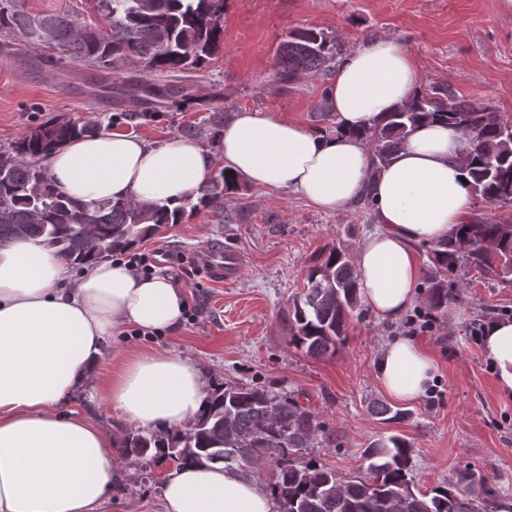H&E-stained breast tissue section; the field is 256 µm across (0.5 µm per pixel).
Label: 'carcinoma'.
I'll return each instance as SVG.
<instances>
[{"label":"carcinoma","instance_id":"cac0c4a2","mask_svg":"<svg viewBox=\"0 0 512 512\" xmlns=\"http://www.w3.org/2000/svg\"><path fill=\"white\" fill-rule=\"evenodd\" d=\"M94 9L108 23L83 26L66 12L33 15L21 0H0V32H19L33 45L44 43L73 61H90L119 75L136 62L147 73L171 77L208 62L219 49L224 0H95ZM340 49L324 32L298 30L289 35L276 58V80L285 85L301 75L329 76ZM117 99L136 97L145 108L135 115L151 119L159 108L177 110L192 101L190 86L147 83L128 76L111 86ZM475 132L468 142V170L473 195L491 204L512 203V117L491 105L458 97L450 88L417 93L386 118L358 133L371 146L373 171L400 149L425 120ZM112 127L98 117L77 120L57 115L33 127L0 152V240L23 235L40 240L70 265L82 267L135 246L168 224L182 223L188 212L210 209L224 216V192L239 179L222 170L181 205L161 206L101 201L89 207L56 193L42 162L54 149L77 137ZM433 271L425 288L435 310L448 307V274L474 267L512 279V224L488 222L460 226L455 236L432 248ZM360 309L355 268L334 246L307 274L302 295L293 303L291 345L311 356L336 350L347 337L349 320ZM374 414L384 422L405 413L378 402ZM331 442L332 431L318 414L293 396L261 384L218 383L200 417L167 440L142 430L123 441L127 457L150 452L181 464L188 460L238 468L246 461H274L268 482L279 512H505L495 480L463 471L454 484L430 493L413 489V445L399 435L372 441L363 451V475L345 480L311 454L315 440Z\"/></svg>","mask_w":512,"mask_h":512}]
</instances>
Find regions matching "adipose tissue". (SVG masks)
<instances>
[{
    "label": "adipose tissue",
    "mask_w": 512,
    "mask_h": 512,
    "mask_svg": "<svg viewBox=\"0 0 512 512\" xmlns=\"http://www.w3.org/2000/svg\"><path fill=\"white\" fill-rule=\"evenodd\" d=\"M418 86L410 52L382 37L336 65L327 89L336 135L243 111L225 122L214 152L181 137L150 143L112 131L72 140L45 164L58 193L90 205L109 199L174 208L218 165L330 213L369 195L379 229L355 255L359 291L378 319L393 322L416 300L415 245L446 239L472 202L462 136L441 124L417 127L388 166L370 171L358 131ZM185 307L182 288L168 277L109 260L76 276L34 239L0 243V512H97L124 487L112 459L121 426L163 436L196 419L208 378L190 357L165 350L134 353L102 385L119 427L60 410L87 383L105 339L130 329L174 330ZM481 345L499 391L512 396V320L488 323ZM437 373L435 359L403 336L385 342L376 365L379 384L400 402L419 401ZM162 496L165 512H278L261 478L221 465L174 467Z\"/></svg>",
    "instance_id": "ef3b65f1"
}]
</instances>
